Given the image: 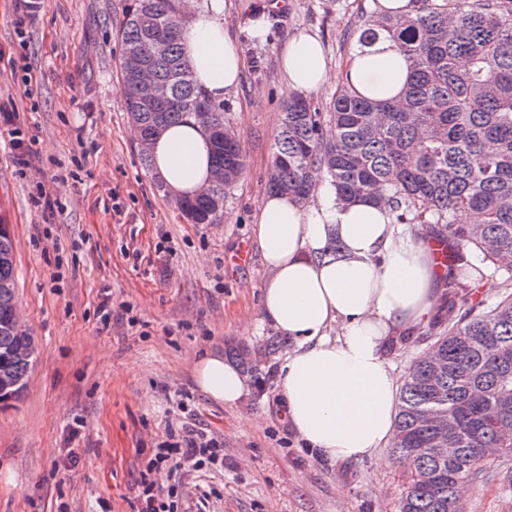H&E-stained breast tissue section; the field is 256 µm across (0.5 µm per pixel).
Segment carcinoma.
Masks as SVG:
<instances>
[{
  "mask_svg": "<svg viewBox=\"0 0 512 512\" xmlns=\"http://www.w3.org/2000/svg\"><path fill=\"white\" fill-rule=\"evenodd\" d=\"M415 2L413 14L368 16L358 37L361 47L388 38L405 55L411 74L401 98H365L345 83L323 109L301 92L288 96L267 189L303 198L327 179L341 202L387 201L396 223L426 226L448 266L463 260L460 246L472 245L502 273L504 291L491 304L472 300L470 283L448 277V327L431 350L442 369L434 372L422 357L400 390L392 448L411 474L399 512H453L457 484L482 473L488 449L512 446L505 436L512 426V262H503L512 257V0ZM184 23L180 0H125L119 68L132 52L154 61L155 79L176 100L144 107L135 86L121 81L128 117L149 145L174 123L195 119L210 132L224 125L222 103L206 112L177 105L204 98L182 53ZM160 34L168 51L155 60ZM209 139L224 183L177 200L180 213L198 224L219 223L215 201H224V188L245 167L236 139ZM473 213L481 223H469ZM15 251L8 225L0 224V378L19 382L1 389L0 401L24 391L36 361L33 337L13 322ZM430 408L454 422L457 453L450 459L438 455L435 427L421 418ZM427 472L436 478L423 484Z\"/></svg>",
  "mask_w": 512,
  "mask_h": 512,
  "instance_id": "1",
  "label": "carcinoma"
}]
</instances>
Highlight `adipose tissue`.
Wrapping results in <instances>:
<instances>
[{"label":"adipose tissue","instance_id":"1","mask_svg":"<svg viewBox=\"0 0 512 512\" xmlns=\"http://www.w3.org/2000/svg\"><path fill=\"white\" fill-rule=\"evenodd\" d=\"M183 48L199 90L223 101L245 67L224 26V0H207L189 14ZM280 66L297 91L312 94L345 81L358 95L379 100L398 97L409 75L406 59L385 39L355 50L336 72L319 39L307 33L288 40ZM151 151L154 173L176 197L209 184L210 145L200 124L165 129ZM255 234L268 271L261 319L295 342L277 375L285 422L330 459L376 456L394 434L398 385L389 346L396 333L436 313L443 296L434 243L395 223L387 204L339 202L326 182L302 200L265 193ZM194 379L206 396L228 406L249 391L245 377L215 354L199 360Z\"/></svg>","mask_w":512,"mask_h":512}]
</instances>
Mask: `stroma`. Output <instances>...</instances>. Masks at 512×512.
Segmentation results:
<instances>
[{"label": "stroma", "mask_w": 512, "mask_h": 512, "mask_svg": "<svg viewBox=\"0 0 512 512\" xmlns=\"http://www.w3.org/2000/svg\"><path fill=\"white\" fill-rule=\"evenodd\" d=\"M224 0V26L245 69L224 98V125L240 143L245 172L224 190L216 224H187L174 198L140 159L119 90L124 0H38L27 46L15 35L14 0H0V104L34 127L43 175L12 161L0 135V224L17 245L21 318L36 346L27 389L0 404V512H135V482L169 425L196 424L224 442V467L183 481L189 502L220 491L211 512H398L409 470L390 445L373 459L332 461L307 448L282 418L278 364L293 348L259 320L260 255L254 208L291 91L280 72L288 38L316 35L328 64L344 70L368 0ZM23 52L31 87L14 79ZM44 182L53 206L34 208ZM109 302L112 319L100 321ZM437 321L415 328L389 359L403 379L429 351ZM243 351L258 368L249 393L229 407L194 379L207 354ZM188 399L177 410L175 395ZM254 424L244 429L243 416ZM501 468L472 482L464 512H512Z\"/></svg>", "instance_id": "stroma-1"}]
</instances>
